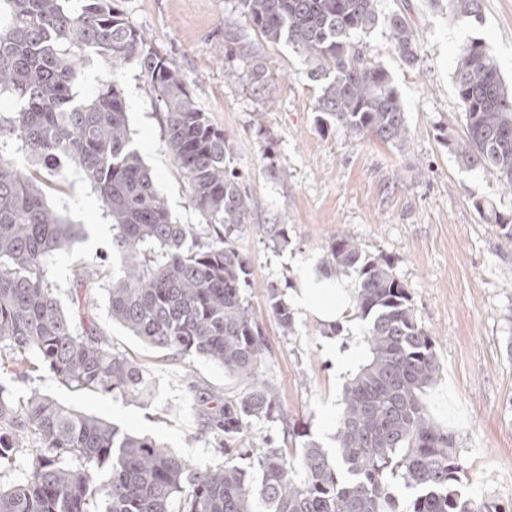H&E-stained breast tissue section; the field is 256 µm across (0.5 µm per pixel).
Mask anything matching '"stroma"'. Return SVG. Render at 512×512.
Returning a JSON list of instances; mask_svg holds the SVG:
<instances>
[{
	"mask_svg": "<svg viewBox=\"0 0 512 512\" xmlns=\"http://www.w3.org/2000/svg\"><path fill=\"white\" fill-rule=\"evenodd\" d=\"M485 21L455 17L448 0H377L379 25L359 35L368 55L389 73L410 130L400 147L359 137L318 121V88L301 53L264 41L238 0H119L131 26L182 73L209 121L223 129L234 167L255 208L237 233L250 259L247 297L269 343L267 377L278 393L274 422H254L248 448L264 436L282 441L289 429L334 449L343 391L368 358L364 324L354 316L338 335L295 311L293 334H282L265 297L267 286L292 294L305 272L322 273L334 237H352L371 255L390 258L418 321L435 339L439 380L423 401L434 424L456 439L463 490L473 497L512 501V243L486 223L473 203L485 199L512 213V193L492 175L462 166L450 144L464 126L451 82L460 49L482 39L512 89V0H484ZM400 12L413 24L418 60L394 51L386 19ZM262 64L268 79L254 88L249 73ZM122 89L132 138L156 187L182 224L201 218L189 203L185 179L164 141L156 94L140 69L126 65ZM46 177L49 204L83 225L88 237L48 266L64 310L83 270L112 267V224L81 173L58 164ZM282 225L287 243L272 242ZM108 280L94 292L95 322L114 352L137 361L153 384L141 402L101 391H76L42 371L12 382L16 396L31 391L100 417L121 430L176 449L193 462L220 459L218 443L198 433L194 388L232 396L244 383L206 359L183 358L142 343L113 322Z\"/></svg>",
	"mask_w": 512,
	"mask_h": 512,
	"instance_id": "1",
	"label": "stroma"
}]
</instances>
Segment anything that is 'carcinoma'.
Wrapping results in <instances>:
<instances>
[{
    "mask_svg": "<svg viewBox=\"0 0 512 512\" xmlns=\"http://www.w3.org/2000/svg\"><path fill=\"white\" fill-rule=\"evenodd\" d=\"M116 0H0V140L11 141L37 169L24 172L0 149V371L42 370L76 390L139 400L150 380L94 322L87 290L101 270L77 274L73 309L64 313L47 267L85 236L47 203L40 168L63 158L97 192L113 227L107 289L112 320L147 345L183 358L202 357L245 380L233 399L196 390L199 433L222 446L223 459L194 464L172 448L37 390L16 399L0 384V512H506L493 496L462 491L452 434L430 419L421 396L440 374L433 336L418 322L390 259L369 255L340 236L327 265L354 278L352 310L365 324L369 358L346 384L336 448H238L255 421L275 418L276 388L265 379L268 342L246 288L248 257L233 234L247 223L253 198L230 168L224 131L199 108L179 69L129 25ZM376 0H239L269 43L284 42L309 64L320 85L319 121L402 146L409 128L388 72L352 40L379 22ZM452 12L481 24L482 0H448ZM395 51L408 63L418 47L410 21L389 17ZM111 61L107 80L82 96L76 83L88 53ZM135 64L157 95L167 150L186 179L205 224H178L134 146L122 69ZM452 84L464 119L458 161L492 175L512 192V93L479 38L460 51ZM477 212L512 241V214L477 199ZM282 333L294 332L283 293L266 288ZM247 455L259 481L236 459ZM22 477L4 483L6 474ZM413 491L400 510L393 480Z\"/></svg>",
    "mask_w": 512,
    "mask_h": 512,
    "instance_id": "cac0c4a2",
    "label": "carcinoma"
}]
</instances>
